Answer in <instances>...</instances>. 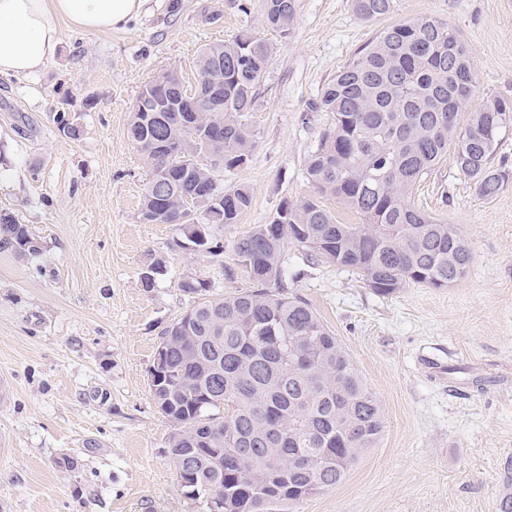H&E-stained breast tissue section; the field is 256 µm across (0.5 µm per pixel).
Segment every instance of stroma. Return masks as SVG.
I'll use <instances>...</instances> for the list:
<instances>
[{"instance_id":"35a3bbf8","label":"stroma","mask_w":512,"mask_h":512,"mask_svg":"<svg viewBox=\"0 0 512 512\" xmlns=\"http://www.w3.org/2000/svg\"><path fill=\"white\" fill-rule=\"evenodd\" d=\"M146 0L124 28L63 29L54 60L0 77V210L40 238L35 258L0 251V512H204L167 454L172 424L148 383L160 333L191 306V273L211 295L249 289L234 240L284 201L313 195L306 163L332 122L316 105L339 69L383 27L434 16L458 28L476 69L475 101L512 100V0H393L367 21L351 0H294L289 37L263 27L262 0ZM220 19L203 22V10ZM252 28L272 53L248 115L255 145L217 171L248 185L237 223L214 225L220 253L178 247L173 224L139 218L148 170L125 135L145 82L178 68L194 81L201 47ZM67 112L72 139L54 115ZM412 203L456 225L473 260L448 288L376 295L350 270L288 244L289 293L308 301L381 402L385 429L336 487L288 512H498L512 485V181L493 197L445 159ZM165 268L153 289L141 272ZM235 276H227V269ZM488 376L455 396L421 358ZM70 466H63V459Z\"/></svg>"}]
</instances>
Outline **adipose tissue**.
<instances>
[{
    "label": "adipose tissue",
    "mask_w": 512,
    "mask_h": 512,
    "mask_svg": "<svg viewBox=\"0 0 512 512\" xmlns=\"http://www.w3.org/2000/svg\"><path fill=\"white\" fill-rule=\"evenodd\" d=\"M146 0H0V76H29L52 61L61 26L104 32L127 24Z\"/></svg>",
    "instance_id": "adipose-tissue-1"
}]
</instances>
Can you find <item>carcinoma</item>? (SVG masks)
I'll return each instance as SVG.
<instances>
[{"label": "carcinoma", "mask_w": 512, "mask_h": 512, "mask_svg": "<svg viewBox=\"0 0 512 512\" xmlns=\"http://www.w3.org/2000/svg\"><path fill=\"white\" fill-rule=\"evenodd\" d=\"M352 7L377 20L390 13L392 0H352ZM294 14V0H265L262 24L287 37ZM216 57L224 60L221 112L207 102ZM270 58L269 44L248 27L198 52V121L206 128L213 118L222 120L220 138H191L174 112L160 113L157 129L132 116L127 137L150 171L139 214L160 208L156 224L223 225L250 207L251 189L242 184L215 186L224 194L217 212L190 215L185 204L215 171L249 156L254 132L246 117ZM475 84L468 48L449 22L424 16L382 28L317 104L333 122L307 160L314 196L288 204L234 241L251 288L209 298L207 281L179 282L193 306L161 334L174 383L152 398L176 426L168 449L185 493L196 491L194 499L205 504L220 493L224 512H282L311 496L312 483L340 484L375 447L385 429L381 403L310 304L288 294L284 250L293 243L317 261L355 270L382 296L411 284L447 288L462 280L472 261L469 242L454 225L413 206L410 196L450 151L482 197L512 180V171L493 163L498 134L512 124V102L490 97L474 109ZM157 132L181 146L185 158L188 177L172 189L166 162L153 148ZM157 187L166 189L161 205L154 201ZM327 196L360 222L337 223L322 204ZM0 250L28 258L41 245L27 225L1 210ZM200 426L211 431L207 446L195 443Z\"/></svg>", "instance_id": "cac0c4a2"}]
</instances>
